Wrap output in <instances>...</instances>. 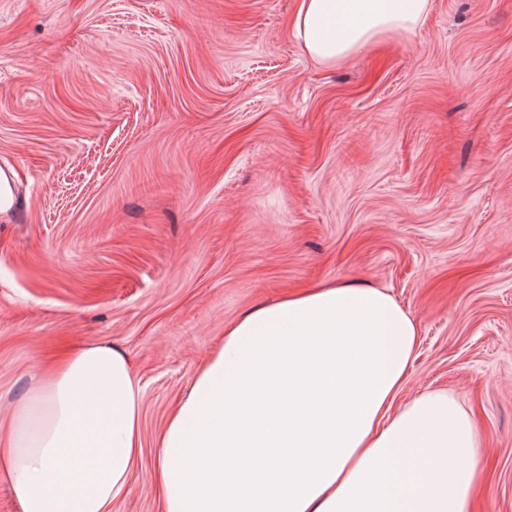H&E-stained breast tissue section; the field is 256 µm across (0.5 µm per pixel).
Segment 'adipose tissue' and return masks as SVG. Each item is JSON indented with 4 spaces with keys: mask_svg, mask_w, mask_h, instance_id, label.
Returning a JSON list of instances; mask_svg holds the SVG:
<instances>
[{
    "mask_svg": "<svg viewBox=\"0 0 512 512\" xmlns=\"http://www.w3.org/2000/svg\"><path fill=\"white\" fill-rule=\"evenodd\" d=\"M428 0H297L319 62L423 22ZM419 332L392 295L332 284L224 329L170 411L153 479L164 512H469L481 433L452 394L396 398ZM142 452L141 392L108 345L44 364L0 416L19 512H112Z\"/></svg>",
    "mask_w": 512,
    "mask_h": 512,
    "instance_id": "ef3b65f1",
    "label": "adipose tissue"
}]
</instances>
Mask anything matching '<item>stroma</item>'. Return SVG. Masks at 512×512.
<instances>
[{
  "label": "stroma",
  "mask_w": 512,
  "mask_h": 512,
  "mask_svg": "<svg viewBox=\"0 0 512 512\" xmlns=\"http://www.w3.org/2000/svg\"><path fill=\"white\" fill-rule=\"evenodd\" d=\"M295 0H0V415L39 355L125 352L143 453L112 512H163L155 439L224 326L329 282L420 330L399 402L484 433L471 512H512V0L320 64ZM25 209L23 200L15 190V182L11 170L2 167L0 170V210L12 222L19 218Z\"/></svg>",
  "instance_id": "stroma-1"
}]
</instances>
